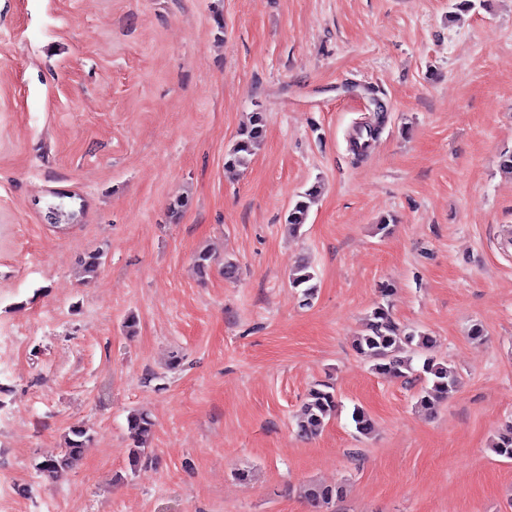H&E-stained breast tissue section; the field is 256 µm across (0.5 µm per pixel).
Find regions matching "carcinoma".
Here are the masks:
<instances>
[{
    "label": "carcinoma",
    "mask_w": 512,
    "mask_h": 512,
    "mask_svg": "<svg viewBox=\"0 0 512 512\" xmlns=\"http://www.w3.org/2000/svg\"><path fill=\"white\" fill-rule=\"evenodd\" d=\"M385 116L376 114L373 119L357 126L351 137L354 150H365L370 141L381 131ZM266 131V113H252L248 126L241 129L237 140L224 156V167L235 170L245 166L256 150L261 146ZM321 193V185L314 183L305 189L294 201L288 211L289 229L297 233L306 224L310 209ZM104 251L94 250L86 253L80 260V267L85 277L97 276L102 264ZM214 262L208 250L199 251L194 258V268L200 278H205ZM310 266L301 263L292 273V287L300 289L303 305H310L315 295L316 284ZM382 301L377 303L365 320L363 333L353 341V348L359 355L373 362V370L387 378L407 379L414 372L412 354L428 351L435 339L429 333L416 327L402 325L393 316L390 297L393 288L389 283L380 285ZM420 372L426 383L416 395V407L433 412L436 407L447 401L457 390L459 379L456 372L445 362L432 357L424 359ZM338 402L334 388L328 384L317 383L308 392L296 420L297 432L302 437L317 435L327 421L336 414ZM356 432L369 436L374 431L370 415L361 407H355L351 415ZM155 423L145 412L133 411L127 416V433L130 440L128 450V467L135 471L146 459L145 449L153 434ZM93 437L88 428L82 424L69 427L64 439V447L57 455L47 457L36 465L39 473L51 478H59L74 469L82 459L84 449ZM491 451L500 457L512 459V420L497 432L491 444ZM342 484L318 483L308 486L305 497L315 505H330L343 498Z\"/></svg>",
    "instance_id": "1"
}]
</instances>
